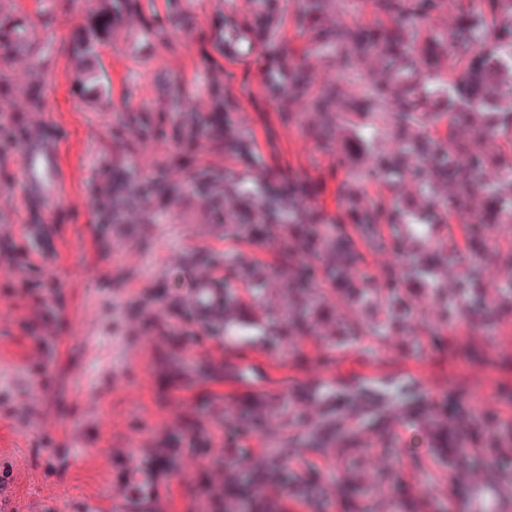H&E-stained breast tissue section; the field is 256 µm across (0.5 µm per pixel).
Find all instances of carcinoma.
Returning a JSON list of instances; mask_svg holds the SVG:
<instances>
[{"label":"carcinoma","instance_id":"cac0c4a2","mask_svg":"<svg viewBox=\"0 0 512 512\" xmlns=\"http://www.w3.org/2000/svg\"><path fill=\"white\" fill-rule=\"evenodd\" d=\"M333 0H296L292 15L300 49L290 46L285 35L287 9L284 0H256L251 16L224 14V38L215 39L207 53L211 66L224 69L223 61L239 55L238 39L248 43L261 63L265 99L281 117L293 121L297 110L285 108L283 98L300 101L310 97L309 107L322 116L313 131L320 148L331 145L333 131L343 124L353 127L352 137L341 149L348 171L336 183V207L329 210L323 200L328 186L321 176L293 171L271 175L254 189L224 183V204L219 217L224 227L242 239L262 245L276 244L279 256L288 261L294 276L289 288L288 314L276 316L270 328L288 336H302L323 319L321 297L312 286L316 273L304 262L308 255L326 257L323 279L332 282L352 306V316L336 322V335L366 346H380L402 335L410 317L406 295L410 284L420 282L427 296L440 309L435 324L416 337L417 342L440 340L448 323L460 321L472 332L458 339L463 349L474 342L477 321L487 311L481 279L485 263L493 261L501 270L503 298L512 306V248L488 251L486 228L501 223L512 210V197L502 194L499 182L488 179L491 169L512 171V0H458L453 25L447 29H423L420 17L443 8L445 0H370L375 19L361 25L330 23L327 6ZM138 18L146 31L155 27L154 0H105L93 17L89 34H75L80 55L98 53L102 38L112 26ZM320 53L346 78H354L362 65L372 61L376 70L359 92L348 93L342 80L310 94L312 77L297 55ZM444 69L442 86L445 105H432L434 90L425 73ZM212 111L224 114V154L255 163L254 141L240 119L230 115L225 86L208 87ZM386 133L393 149L371 153V134ZM202 134L196 120L173 130L177 144ZM420 187V205L403 198L399 179L408 163ZM373 182L383 191L360 200L362 185ZM112 210L123 208L132 194L127 177L112 173ZM459 232L448 230L451 222ZM389 249L400 262L379 268L374 277L355 280L351 271L365 261V253ZM456 259L466 262L468 276L453 291L436 277L437 269ZM235 268L239 280L259 287L251 261L244 257L224 259ZM291 398L313 408V416L298 420L299 433L275 449L290 453L310 452L329 457L342 466L336 494L346 497L350 489L363 491L365 472L361 458L365 447L376 440L363 416L390 422L400 417L402 406L433 438L439 451L448 445L472 442L479 430L489 432V449L500 462L493 479L484 472L471 479L458 468L437 476L427 492L409 500L406 512H426L422 505L438 500L435 487L450 483L454 489L486 490L491 498L483 512H498L497 503L512 501V435H498L491 420H478L459 393L444 403L428 400L417 385L383 376L375 384L361 379L336 382V391L322 407L324 395L295 392ZM282 417L278 404L256 400L239 415L240 426L249 430ZM279 464L264 457L251 468L237 473L224 494L236 498L239 512H276L269 493L282 486ZM358 512H392L394 504L384 496L364 495Z\"/></svg>","mask_w":512,"mask_h":512}]
</instances>
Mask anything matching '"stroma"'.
I'll return each mask as SVG.
<instances>
[{"label": "stroma", "mask_w": 512, "mask_h": 512, "mask_svg": "<svg viewBox=\"0 0 512 512\" xmlns=\"http://www.w3.org/2000/svg\"><path fill=\"white\" fill-rule=\"evenodd\" d=\"M96 0H0L18 40L0 51V113L56 143V177L30 183L27 143L0 149V512H237L224 499L228 468L263 456L270 435L235 427L239 409L279 400L312 378L392 371L422 376L428 396L460 382L471 407L493 397L499 431L512 430V373L470 376L414 342L365 353L307 337L271 341L267 320L288 301V271L273 247L248 246L217 224L193 188L202 172L254 186L263 170L227 158L213 130L208 86L225 81L236 116L277 169L329 172L335 149L308 126L284 123L264 100L263 72L242 54L213 70L205 52L224 0H184L172 30L159 0L156 33L132 22L77 62L72 33L89 29ZM188 87L173 101L174 82ZM194 114L209 131L177 146L172 131ZM185 159L174 163L175 153ZM152 194L112 213V171ZM177 186V196L165 188ZM248 255L259 298L224 266ZM225 283L244 308L232 326L204 322L191 305L200 275ZM390 443L396 466L377 477L391 499L419 495L435 453L406 421Z\"/></svg>", "instance_id": "35a3bbf8"}]
</instances>
